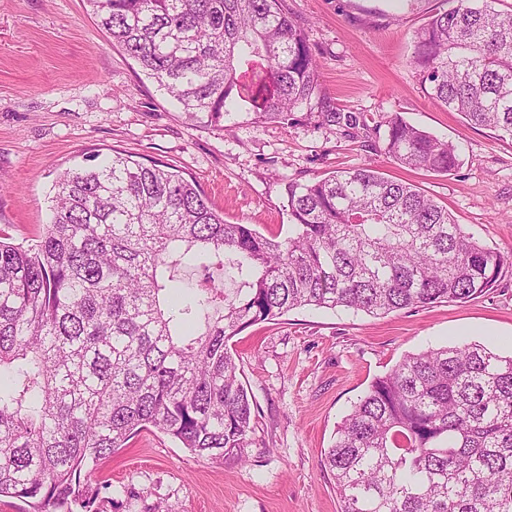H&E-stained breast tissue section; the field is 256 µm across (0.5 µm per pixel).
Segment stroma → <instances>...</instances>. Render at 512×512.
<instances>
[{
	"label": "stroma",
	"mask_w": 512,
	"mask_h": 512,
	"mask_svg": "<svg viewBox=\"0 0 512 512\" xmlns=\"http://www.w3.org/2000/svg\"><path fill=\"white\" fill-rule=\"evenodd\" d=\"M319 61L322 96L359 127L308 112L261 122L248 109L214 121L182 111L112 43L86 0H0V234L27 245L49 224L58 173L122 149L175 166L228 223L287 236V182L373 167L446 204L464 231L512 255V141L428 100L413 35L450 0H282ZM460 149L445 175L384 152L391 115ZM477 343L512 354V268L465 302L373 317L300 308L252 325L229 347L257 419L244 459H201L142 431L92 477L101 512H340L323 465L337 427L372 380L409 352Z\"/></svg>",
	"instance_id": "obj_1"
}]
</instances>
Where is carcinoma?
<instances>
[{
  "label": "carcinoma",
  "instance_id": "obj_1",
  "mask_svg": "<svg viewBox=\"0 0 512 512\" xmlns=\"http://www.w3.org/2000/svg\"><path fill=\"white\" fill-rule=\"evenodd\" d=\"M414 32L439 107L512 140V12L453 0ZM100 26L186 112L237 105L320 126L357 118L321 98L304 29L280 0H87ZM384 151L435 174L460 154L398 115ZM26 247L0 240V500L93 512L99 463L155 428L201 458L242 453L252 397L228 341L305 307L385 315L488 291L512 260L415 185L369 167L288 184V236L230 224L170 166L112 151L55 183ZM230 268L176 308L182 266ZM341 512H512V355L476 343L408 353L376 378L325 451Z\"/></svg>",
  "mask_w": 512,
  "mask_h": 512
}]
</instances>
